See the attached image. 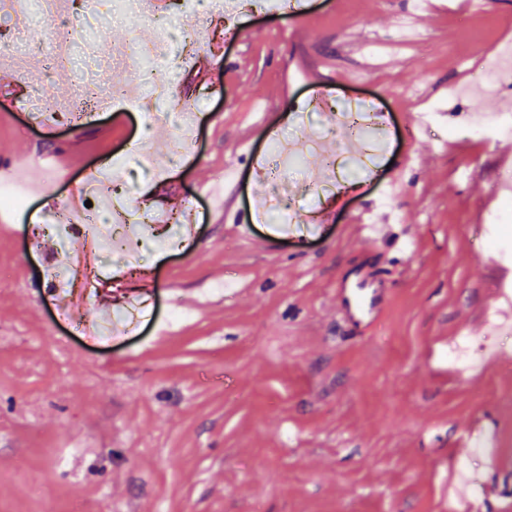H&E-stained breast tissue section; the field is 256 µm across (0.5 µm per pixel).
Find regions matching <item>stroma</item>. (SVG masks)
<instances>
[{"label": "stroma", "mask_w": 512, "mask_h": 512, "mask_svg": "<svg viewBox=\"0 0 512 512\" xmlns=\"http://www.w3.org/2000/svg\"><path fill=\"white\" fill-rule=\"evenodd\" d=\"M238 2L231 26L199 6L171 89L195 121L176 158L162 149L176 118L147 130L116 109L73 126L59 116L79 76L46 75L36 53L0 61V175L24 163L37 189L0 211V512H461L448 487L465 463L480 512H512V335L490 326L512 319V261L485 252L479 223L512 151L458 133L467 115L512 113V90L448 94L464 58L485 48L491 66L512 46V0H425L403 37L416 0ZM34 87L40 119L20 107ZM358 100L389 110L388 135H342L332 114ZM435 102L431 128L407 126ZM279 149L305 156L278 174L305 192L288 224L255 168ZM46 154L76 161L48 196ZM118 160L124 202L155 220L121 256L54 228L85 171ZM209 177L253 224L210 215ZM382 203L399 221L369 249L350 224ZM84 255L100 270L89 294L69 279ZM367 265L396 279L380 320L351 335L336 282ZM74 304L92 329L64 315ZM464 337L497 346L463 370L448 355Z\"/></svg>", "instance_id": "obj_1"}]
</instances>
